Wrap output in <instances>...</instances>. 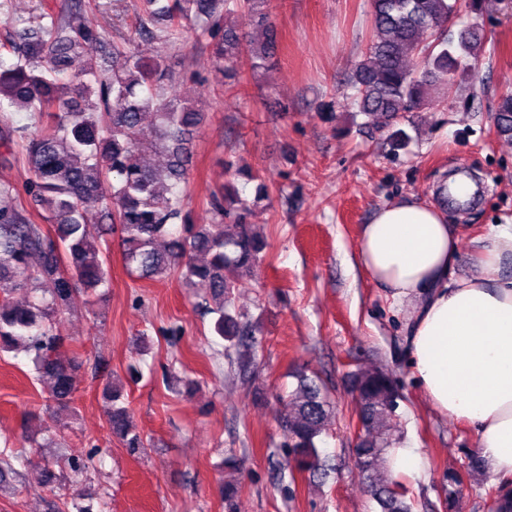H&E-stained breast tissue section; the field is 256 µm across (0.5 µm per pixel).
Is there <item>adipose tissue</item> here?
I'll return each mask as SVG.
<instances>
[{
  "mask_svg": "<svg viewBox=\"0 0 512 512\" xmlns=\"http://www.w3.org/2000/svg\"><path fill=\"white\" fill-rule=\"evenodd\" d=\"M443 206L398 200L358 235L368 277L411 314L406 353L426 400L465 421L487 472L512 478V225L492 224L469 273Z\"/></svg>",
  "mask_w": 512,
  "mask_h": 512,
  "instance_id": "adipose-tissue-1",
  "label": "adipose tissue"
}]
</instances>
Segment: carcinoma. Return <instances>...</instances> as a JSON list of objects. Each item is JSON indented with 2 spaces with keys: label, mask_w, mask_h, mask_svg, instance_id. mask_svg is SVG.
<instances>
[{
  "label": "carcinoma",
  "mask_w": 512,
  "mask_h": 512,
  "mask_svg": "<svg viewBox=\"0 0 512 512\" xmlns=\"http://www.w3.org/2000/svg\"><path fill=\"white\" fill-rule=\"evenodd\" d=\"M266 0H140L138 33L166 50L180 46L188 33L209 39L213 72L224 84L236 81L239 64L252 70L267 66L277 36L265 11ZM456 0H371L372 33L355 62L347 84L354 90L356 112L392 126L399 113L420 105L427 87L448 86V74L468 69L482 45L479 28L468 26L457 41L448 39L446 23ZM232 25H227L229 18ZM18 39L8 43L16 58L0 57V106L3 101L37 117L26 152L33 179L26 193L48 212L53 229L44 230L15 201L16 189L0 185V352L33 356L49 383L52 408H67L76 392L83 362L61 354L62 312L77 303V287L94 292L107 283L100 229L92 210L121 226L127 265L146 278L177 274L186 285L207 289L198 305L217 315L213 333L224 341V355L242 369L252 363L257 340L252 324L236 309L238 289L266 247L256 226L246 222L248 203L238 190L222 186L209 199L211 222H190L186 174L190 142L205 124L199 105L172 93L177 75L166 54L149 60L133 52L124 39L112 41V57L98 53L101 36L80 6L67 14L48 12L21 21ZM265 30L261 46L246 40L243 28ZM82 59L78 70L74 58ZM152 112L156 121L144 125ZM496 131L512 138V95L497 106ZM154 149L167 157L164 166L143 162ZM112 181V195H100ZM236 231L229 234L226 224ZM167 240L160 251L157 242ZM49 284V298L12 301L18 288L37 291ZM362 436L353 450L361 484L380 512H413L407 489L392 479L387 458V423L397 408L393 380L376 369L354 373ZM109 430L132 454L146 447L131 420L124 392L109 382L103 388ZM289 414L282 420L291 470L312 478L326 472L317 447L331 423L334 406L318 382L304 374L289 395ZM98 450L69 460V479L76 486L64 512H93L91 494L79 485L95 466ZM35 461L0 450V491L18 475L11 459ZM443 508L453 512L462 491L458 471L442 474ZM488 512H512V486H492Z\"/></svg>",
  "instance_id": "obj_1"
}]
</instances>
